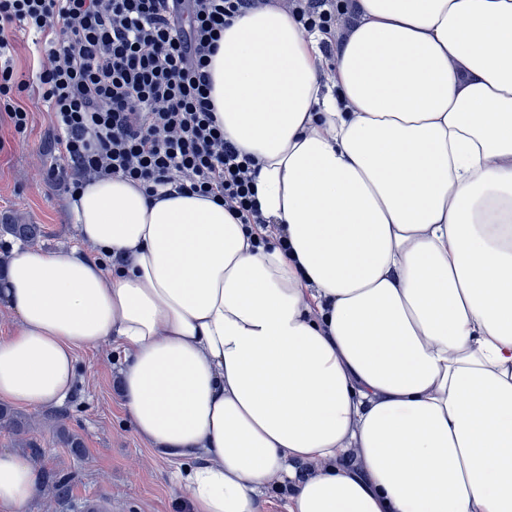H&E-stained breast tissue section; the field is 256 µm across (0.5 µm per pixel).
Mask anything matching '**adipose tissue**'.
<instances>
[{
    "mask_svg": "<svg viewBox=\"0 0 512 512\" xmlns=\"http://www.w3.org/2000/svg\"><path fill=\"white\" fill-rule=\"evenodd\" d=\"M357 5L333 79L323 34L273 6L209 67L286 243L112 177L72 205L85 250L19 243L0 274V401L62 404L77 349L118 343L188 512H258L275 486L287 512H512V0ZM42 483L0 450V512Z\"/></svg>",
    "mask_w": 512,
    "mask_h": 512,
    "instance_id": "adipose-tissue-1",
    "label": "adipose tissue"
}]
</instances>
